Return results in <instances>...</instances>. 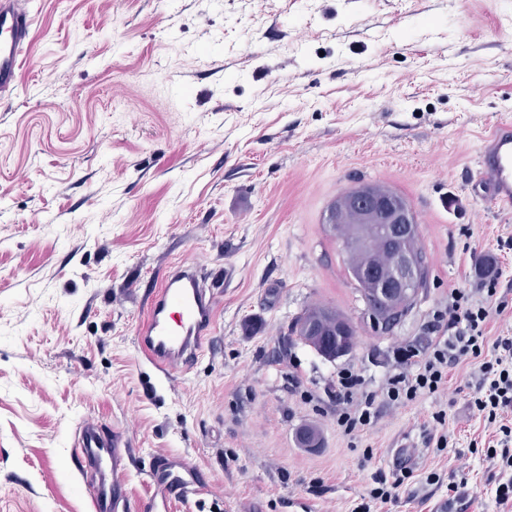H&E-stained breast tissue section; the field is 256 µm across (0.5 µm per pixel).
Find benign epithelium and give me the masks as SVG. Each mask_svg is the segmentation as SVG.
Segmentation results:
<instances>
[{
    "mask_svg": "<svg viewBox=\"0 0 512 512\" xmlns=\"http://www.w3.org/2000/svg\"><path fill=\"white\" fill-rule=\"evenodd\" d=\"M330 229L341 230L345 224L373 227L390 255V262L379 267L371 262L361 266L354 278L367 296V313L374 328L389 330L391 317L400 314L417 300L418 282L426 266L416 248L419 225L409 203L389 189L357 187L336 198L329 209ZM306 336L322 340L323 347L340 357L347 354L345 346L328 341L322 327V313L307 316L301 325Z\"/></svg>",
    "mask_w": 512,
    "mask_h": 512,
    "instance_id": "1",
    "label": "benign epithelium"
}]
</instances>
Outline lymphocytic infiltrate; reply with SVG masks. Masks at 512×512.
Segmentation results:
<instances>
[{
    "label": "lymphocytic infiltrate",
    "instance_id": "lymphocytic-infiltrate-1",
    "mask_svg": "<svg viewBox=\"0 0 512 512\" xmlns=\"http://www.w3.org/2000/svg\"><path fill=\"white\" fill-rule=\"evenodd\" d=\"M499 281L490 277L478 291L452 289L445 309L436 311L425 342L399 347L394 352L396 373L386 377L381 393L366 391L361 375L339 373L334 397L343 410L337 423L353 432L374 422L379 403L395 404L432 394L444 385L449 368L467 357L480 358L484 328L493 308H504ZM493 357L480 366L488 384L480 386L474 407L488 421H496L499 410L512 408V336L498 337Z\"/></svg>",
    "mask_w": 512,
    "mask_h": 512
}]
</instances>
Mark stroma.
Segmentation results:
<instances>
[{
  "mask_svg": "<svg viewBox=\"0 0 512 512\" xmlns=\"http://www.w3.org/2000/svg\"><path fill=\"white\" fill-rule=\"evenodd\" d=\"M27 8L31 56L0 101V512H93L71 461L87 421L127 442L128 512H357L379 476L400 486L371 512H512L486 457L512 409H473L480 359L349 434L332 396L347 369L379 391L487 258L508 306L486 339L512 336V208L472 193L482 136L512 120V0ZM367 184L409 202L428 268L387 333L326 224ZM182 263L212 279L217 317L205 355L165 375L138 332ZM315 305L352 321L349 354L291 334ZM160 455L207 492L167 498L147 476Z\"/></svg>",
  "mask_w": 512,
  "mask_h": 512,
  "instance_id": "1",
  "label": "stroma"
}]
</instances>
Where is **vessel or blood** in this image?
I'll return each instance as SVG.
<instances>
[{"instance_id": "b4317fda", "label": "vessel or blood", "mask_w": 512, "mask_h": 512, "mask_svg": "<svg viewBox=\"0 0 512 512\" xmlns=\"http://www.w3.org/2000/svg\"><path fill=\"white\" fill-rule=\"evenodd\" d=\"M29 13L23 0H0V98L15 89V79L30 44ZM476 183L497 204L512 206V125H497L481 151ZM215 298L197 267L179 265L153 296L139 331L140 349L157 371L169 373L205 353L215 324ZM122 438L106 435L98 423L81 426L73 445L78 469L90 470L93 512H126L122 480ZM149 477L167 494L180 497L188 489L204 491L199 470L164 457L154 459Z\"/></svg>"}]
</instances>
